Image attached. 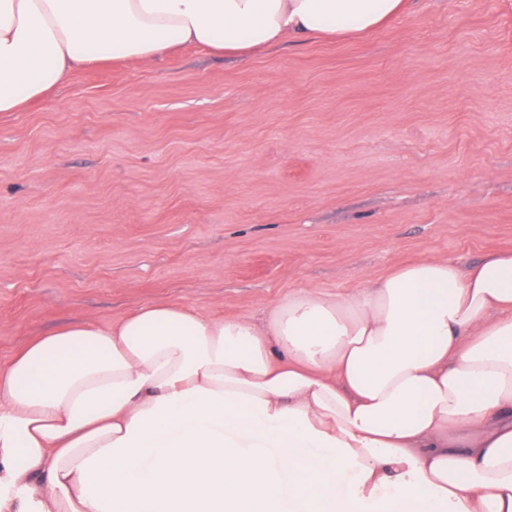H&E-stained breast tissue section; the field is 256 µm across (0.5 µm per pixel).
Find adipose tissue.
<instances>
[{"label": "adipose tissue", "mask_w": 512, "mask_h": 512, "mask_svg": "<svg viewBox=\"0 0 512 512\" xmlns=\"http://www.w3.org/2000/svg\"><path fill=\"white\" fill-rule=\"evenodd\" d=\"M408 0H0V112L91 63L338 39ZM0 512H512V251L261 318L150 305L0 366Z\"/></svg>", "instance_id": "adipose-tissue-1"}]
</instances>
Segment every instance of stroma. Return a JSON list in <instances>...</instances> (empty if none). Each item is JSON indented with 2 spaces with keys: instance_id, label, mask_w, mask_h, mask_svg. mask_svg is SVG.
<instances>
[{
  "instance_id": "35a3bbf8",
  "label": "stroma",
  "mask_w": 512,
  "mask_h": 512,
  "mask_svg": "<svg viewBox=\"0 0 512 512\" xmlns=\"http://www.w3.org/2000/svg\"><path fill=\"white\" fill-rule=\"evenodd\" d=\"M512 250V0L249 57L96 64L0 114V365L154 304L261 315Z\"/></svg>"
}]
</instances>
